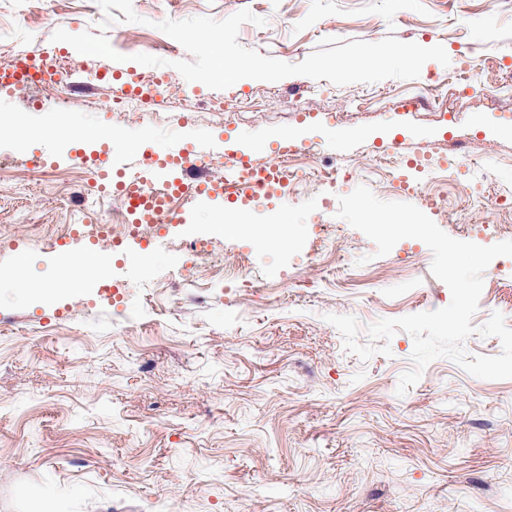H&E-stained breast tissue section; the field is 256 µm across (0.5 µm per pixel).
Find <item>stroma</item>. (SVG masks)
<instances>
[{
	"label": "stroma",
	"mask_w": 512,
	"mask_h": 512,
	"mask_svg": "<svg viewBox=\"0 0 512 512\" xmlns=\"http://www.w3.org/2000/svg\"><path fill=\"white\" fill-rule=\"evenodd\" d=\"M141 23L105 31L127 60L77 53L52 41L56 29L98 33L102 9L86 0H0V67L39 40L48 59L67 54L89 94L122 97L124 80L145 81L165 35L157 22L249 9L265 26L243 24L238 41L290 64L354 40L395 37L443 45L449 65L426 62L419 77L338 86L291 76L243 79L225 90L186 81L168 68L165 102L93 110L72 86H0V277L26 296L0 289V512H512V379L484 380L447 358L424 369L397 395L413 366L404 331L389 355L361 361L347 353L331 314L364 328L384 318L443 308L448 287L431 273L432 253L417 239L383 257L361 231L338 218V199L356 185L380 199L405 201L377 158L403 150L448 159L453 134L467 151L496 161L491 191L512 198V90L474 93L512 71V0H132ZM461 72L465 88L436 98L429 75ZM405 94L417 108H396ZM136 177L145 159L161 163L181 146H202L215 177L228 146L253 145L272 161L283 134L320 166L360 164L356 181L296 185L290 199L227 203L223 195L172 201L175 221L156 240L151 266L128 267L136 245L120 243L112 267L127 286L112 299L76 288L73 263L101 253L89 224L112 223L116 196L88 206V174L78 151L97 152L99 133ZM45 162L47 173L32 171ZM447 194L457 213L451 237L471 224L512 227V202L472 213L462 200L470 180L459 170ZM241 229L223 234L225 257L244 256L278 272L275 284L237 288L223 269L190 256L179 242L210 230L227 210ZM42 238L32 244L24 227ZM329 230L337 250L316 261L315 239ZM481 325L493 312L512 327V269L491 262L483 275ZM188 283L196 298L172 307Z\"/></svg>",
	"instance_id": "1"
}]
</instances>
